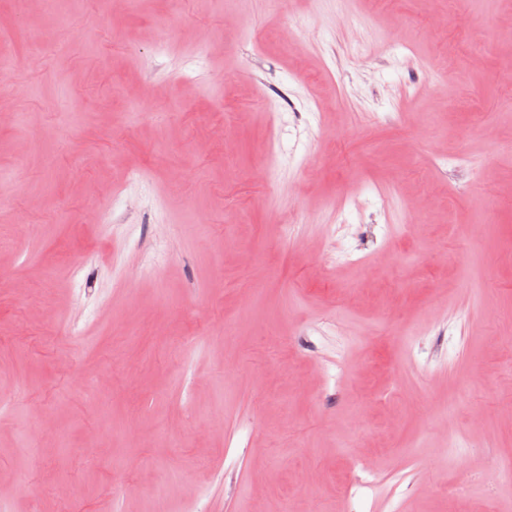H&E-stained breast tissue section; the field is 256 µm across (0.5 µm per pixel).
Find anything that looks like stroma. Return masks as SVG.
Instances as JSON below:
<instances>
[{
    "mask_svg": "<svg viewBox=\"0 0 512 512\" xmlns=\"http://www.w3.org/2000/svg\"><path fill=\"white\" fill-rule=\"evenodd\" d=\"M64 11L0 0V512H512V0Z\"/></svg>",
    "mask_w": 512,
    "mask_h": 512,
    "instance_id": "stroma-1",
    "label": "stroma"
}]
</instances>
